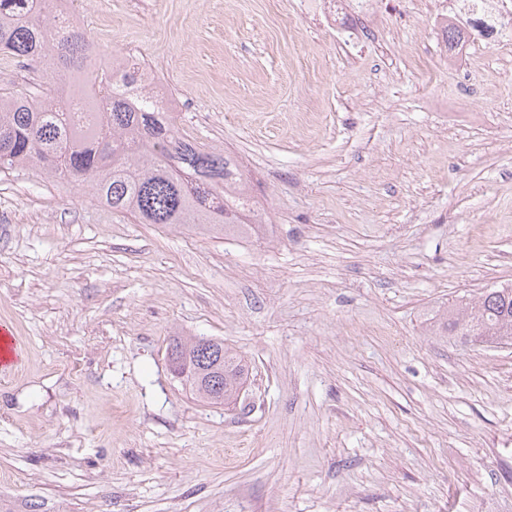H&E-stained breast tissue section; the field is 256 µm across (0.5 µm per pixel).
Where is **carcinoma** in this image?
Returning <instances> with one entry per match:
<instances>
[{
    "mask_svg": "<svg viewBox=\"0 0 512 512\" xmlns=\"http://www.w3.org/2000/svg\"><path fill=\"white\" fill-rule=\"evenodd\" d=\"M40 0H0V50L67 88L58 96L30 91L0 95V171L40 167L49 176L89 186L112 210L142 224H190L209 233L244 237L253 225L249 185L238 161L185 138L173 113L158 107L145 71L120 57L92 67L96 44L79 22L45 15ZM91 76L104 100L82 91ZM441 336L476 344L512 339V285L490 288L439 318ZM167 350L189 360L206 381L189 390L209 405L236 404L249 376L244 356L216 340L196 345L172 336Z\"/></svg>",
    "mask_w": 512,
    "mask_h": 512,
    "instance_id": "1",
    "label": "carcinoma"
}]
</instances>
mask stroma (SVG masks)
Masks as SVG:
<instances>
[{
  "instance_id": "stroma-1",
  "label": "stroma",
  "mask_w": 512,
  "mask_h": 512,
  "mask_svg": "<svg viewBox=\"0 0 512 512\" xmlns=\"http://www.w3.org/2000/svg\"><path fill=\"white\" fill-rule=\"evenodd\" d=\"M294 2L79 0L270 222L0 172V512H512V348L430 332L512 282V50L473 44L467 79L436 0H394L347 53ZM172 336L248 358L235 406L185 391Z\"/></svg>"
}]
</instances>
